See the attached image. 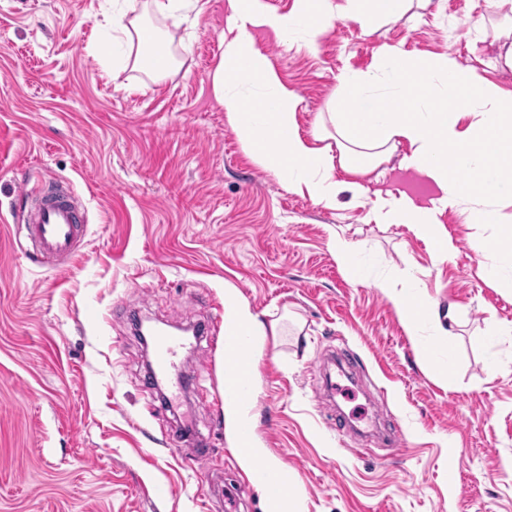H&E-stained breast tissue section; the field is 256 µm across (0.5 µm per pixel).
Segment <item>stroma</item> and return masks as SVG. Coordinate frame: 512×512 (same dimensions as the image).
Wrapping results in <instances>:
<instances>
[{
	"mask_svg": "<svg viewBox=\"0 0 512 512\" xmlns=\"http://www.w3.org/2000/svg\"><path fill=\"white\" fill-rule=\"evenodd\" d=\"M105 0H0V512H266L238 463L222 390L221 338L182 355L178 407L145 381L139 315L210 324L237 289L275 325L251 384L253 438L302 492L301 512H512V288L484 275L485 226L444 212L454 250L433 263L405 226L376 223L378 194L428 186L390 161L360 200L326 209L288 192L242 150L209 93L225 0H200L184 67L156 82L113 72ZM489 0H432L378 31L339 20L316 52L261 31L313 129L346 69L378 48L450 53L477 65L465 32ZM63 185L87 208L80 248L30 261L16 232L27 190ZM343 229L372 276L351 283L329 250ZM419 272L461 325L454 379L433 327L408 336L373 284ZM398 427L397 446L337 434ZM179 444L171 455L167 444Z\"/></svg>",
	"mask_w": 512,
	"mask_h": 512,
	"instance_id": "35a3bbf8",
	"label": "stroma"
}]
</instances>
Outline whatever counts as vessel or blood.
Returning a JSON list of instances; mask_svg holds the SVG:
<instances>
[{
    "label": "vessel or blood",
    "instance_id": "b4317fda",
    "mask_svg": "<svg viewBox=\"0 0 512 512\" xmlns=\"http://www.w3.org/2000/svg\"><path fill=\"white\" fill-rule=\"evenodd\" d=\"M87 211L63 187L38 193L31 199L27 211L19 216V231L25 241V253L41 263L70 257L78 248L87 224ZM152 372L157 380L176 376L179 353L185 347L183 337L167 331L152 338ZM224 396L247 397L248 351L240 336L227 337L224 343ZM287 476L272 478L265 484L267 512H279L289 494Z\"/></svg>",
    "mask_w": 512,
    "mask_h": 512
}]
</instances>
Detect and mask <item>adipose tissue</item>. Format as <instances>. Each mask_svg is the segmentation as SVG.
<instances>
[{
	"label": "adipose tissue",
	"mask_w": 512,
	"mask_h": 512,
	"mask_svg": "<svg viewBox=\"0 0 512 512\" xmlns=\"http://www.w3.org/2000/svg\"><path fill=\"white\" fill-rule=\"evenodd\" d=\"M228 3L231 15L209 81L244 152L289 192L331 209L342 193H363L359 177L399 156L401 168L432 181L441 195L430 207L401 194L377 198V223L406 226L428 243L435 262L453 250L441 211L455 212L467 224L490 225L493 232L479 250L488 279L502 280L496 245L512 238V223L499 209L502 201L512 200V90L452 54L414 56L402 44L385 43L373 69L340 74L328 111L320 113L315 133L308 136L297 122L301 98L259 47L256 29L313 51L336 21L373 32L400 20L414 0H293L284 12L271 9L267 0ZM130 9V0H123L107 18L113 68L164 76L178 63L171 37L151 35L141 17L130 16ZM466 36L475 44L494 37L500 47L488 68L512 69V23L492 24L481 17ZM340 170L347 180L337 178ZM375 285L408 335L439 325L434 302L408 294L390 277ZM224 313L231 334L246 337L250 353L262 352L266 329L234 289L224 291Z\"/></svg>",
	"instance_id": "obj_1"
}]
</instances>
